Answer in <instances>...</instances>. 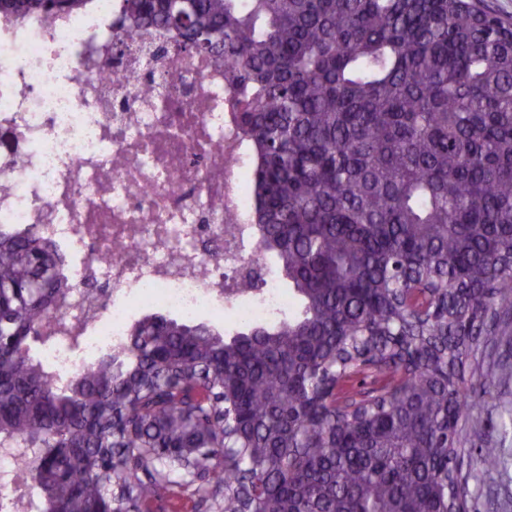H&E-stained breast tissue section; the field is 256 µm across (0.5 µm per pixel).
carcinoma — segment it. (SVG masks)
I'll list each match as a JSON object with an SVG mask.
<instances>
[{"label":"carcinoma","instance_id":"obj_1","mask_svg":"<svg viewBox=\"0 0 512 512\" xmlns=\"http://www.w3.org/2000/svg\"><path fill=\"white\" fill-rule=\"evenodd\" d=\"M121 26L224 59L291 307L228 339L147 316L61 385L31 343L72 297L65 256L0 226V444L41 512H469L465 371L512 318V23L475 0H123ZM476 371L493 397L501 369Z\"/></svg>","mask_w":512,"mask_h":512}]
</instances>
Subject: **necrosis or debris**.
I'll list each match as a JSON object with an SVG mask.
<instances>
[{"mask_svg":"<svg viewBox=\"0 0 512 512\" xmlns=\"http://www.w3.org/2000/svg\"><path fill=\"white\" fill-rule=\"evenodd\" d=\"M120 4L0 16V224L36 227L74 258L64 274L80 293L40 352L64 380L124 341L137 300L234 324L290 306L259 256L223 60L170 50L152 63L137 39L114 51ZM254 260L263 276L247 297L237 270Z\"/></svg>","mask_w":512,"mask_h":512,"instance_id":"1","label":"necrosis or debris"}]
</instances>
